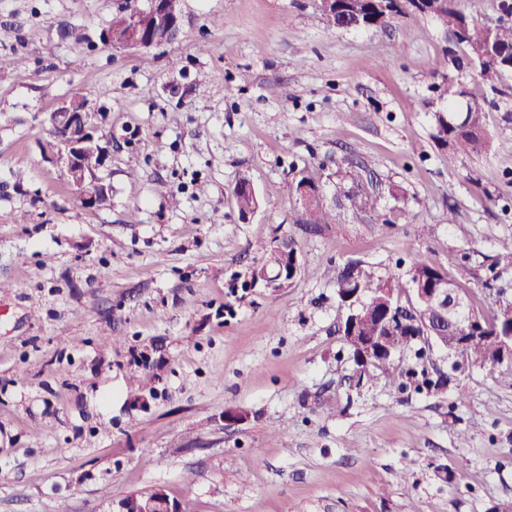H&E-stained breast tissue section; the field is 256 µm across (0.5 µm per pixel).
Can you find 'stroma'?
Returning <instances> with one entry per match:
<instances>
[{"label": "stroma", "mask_w": 512, "mask_h": 512, "mask_svg": "<svg viewBox=\"0 0 512 512\" xmlns=\"http://www.w3.org/2000/svg\"><path fill=\"white\" fill-rule=\"evenodd\" d=\"M124 4L0 0V512H112L157 488L182 512L512 502L502 367L455 370L418 343L398 378L350 387L328 273L359 260L402 274L418 258L475 311L511 300L512 270L493 263L512 236V99L458 71L492 137L460 156L431 138L449 46L432 18L342 31L319 0H181L180 38L136 50L104 37ZM76 94L108 115L102 206L51 158L44 117ZM347 164L373 177L372 209L304 232L291 181L314 177L331 204ZM243 180L258 198L246 216ZM286 235L299 276L252 285L257 244ZM440 374L444 389L422 386Z\"/></svg>", "instance_id": "stroma-1"}]
</instances>
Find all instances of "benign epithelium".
<instances>
[{
	"instance_id": "benign-epithelium-1",
	"label": "benign epithelium",
	"mask_w": 512,
	"mask_h": 512,
	"mask_svg": "<svg viewBox=\"0 0 512 512\" xmlns=\"http://www.w3.org/2000/svg\"><path fill=\"white\" fill-rule=\"evenodd\" d=\"M179 0H149V6L141 9L132 5L123 10L127 17L126 46L136 49H147L160 46L152 36L153 26L166 25L173 40L181 35V14ZM321 8L327 11L344 12L345 28L359 29L366 22L355 14L352 5L343 0H321ZM96 112L89 106L86 97L72 96L52 112L47 113L44 123L49 127L52 137L50 148L52 158L61 165L66 176L76 187L78 200L88 206H98L102 200L110 197L111 188L101 178L87 177L81 157L84 144L95 137L97 124L93 120ZM277 270L269 274L267 269L256 271V283L265 288H282L291 283L298 270L297 253L289 252L288 241L278 243L276 247ZM411 291L415 299L439 312L442 321L448 323L456 333L455 343L448 347V352L456 358H462L466 348L479 339L477 320L461 310L463 299L460 291L448 287V277L439 273L434 279L411 283ZM421 326L425 335L418 340L426 343L433 341L438 345L445 344L448 335L432 325L431 319L423 317ZM344 342L350 348L353 358L360 365L368 366L394 356L393 348L385 336H345ZM114 512H181L177 501L172 500L162 489H156L148 495L129 494L118 500Z\"/></svg>"
}]
</instances>
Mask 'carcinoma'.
<instances>
[{
    "instance_id": "obj_1",
    "label": "carcinoma",
    "mask_w": 512,
    "mask_h": 512,
    "mask_svg": "<svg viewBox=\"0 0 512 512\" xmlns=\"http://www.w3.org/2000/svg\"><path fill=\"white\" fill-rule=\"evenodd\" d=\"M384 6L377 9L376 0H351L360 14H374L385 17L383 27L392 26L398 17L410 12L423 14L424 9L415 0H382ZM412 11H407V8ZM432 13L429 17L445 28L453 45L467 48L465 58L451 57V62L461 70L468 65L479 70L480 74L490 79L512 73V23L498 22L495 24L479 23L458 7V0H431ZM462 93V84L447 76L443 77L440 86V97L453 103L458 94ZM432 138L442 150H450L455 154L476 155L485 152L491 144L484 124V110L475 103L467 107L465 112H436L433 115ZM336 176L340 179H353L354 188L345 195L346 207L354 213H361L371 208L372 197L368 190L359 182L357 175L350 168H337ZM296 223L305 230L317 233L321 227L336 223V211L317 201L311 203L308 211H296ZM495 266L512 269V238L499 241V251ZM436 272V266L425 261L415 260L411 263L406 276L380 277L371 269L357 261L334 269L333 279L336 291L361 290L367 305L380 298L386 288L394 291V312L391 317L393 324L389 327L381 325V320L373 319L358 328V334L364 336H389L397 349L401 350L414 343L412 337L423 335L420 326L413 324L416 320L415 302L410 298V282L420 275L426 279ZM475 318L483 324L482 339L469 347L465 352L467 361L474 365L494 366L498 363L493 337L506 332L512 327V303L499 307L490 318L475 314Z\"/></svg>"
}]
</instances>
